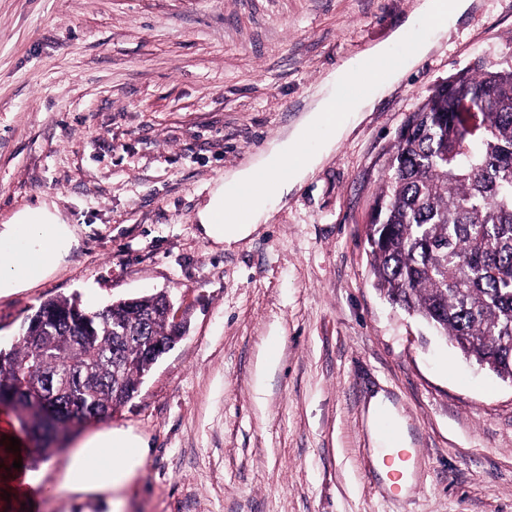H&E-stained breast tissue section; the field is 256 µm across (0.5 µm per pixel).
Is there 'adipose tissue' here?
I'll list each match as a JSON object with an SVG mask.
<instances>
[{"instance_id":"1","label":"adipose tissue","mask_w":512,"mask_h":512,"mask_svg":"<svg viewBox=\"0 0 512 512\" xmlns=\"http://www.w3.org/2000/svg\"><path fill=\"white\" fill-rule=\"evenodd\" d=\"M472 0H422L414 13L392 33V41L405 39L422 19L448 21L464 16ZM432 49L431 42H414L399 62L388 65L384 75L368 78L367 71L383 62L386 44L372 46L363 59L349 60L329 74L326 93L283 138L270 144L255 161L228 176L212 193L198 220L206 238L232 244L256 230L268 212L270 198L288 196L313 172L320 155L306 152L305 143L317 129L330 125L344 133L346 122H332L335 108L354 114L373 111L390 88L400 82ZM361 85L360 93L337 102L335 92ZM77 238L58 212L41 206L0 226V294L26 288L45 278L76 245ZM148 445L141 437L106 430L74 448L60 486L85 497L111 500L113 490L124 485L143 464ZM18 453L0 448V512H20L42 486L43 473L29 467L14 468Z\"/></svg>"}]
</instances>
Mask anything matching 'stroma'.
I'll list each match as a JSON object with an SVG mask.
<instances>
[{
  "instance_id": "1",
  "label": "stroma",
  "mask_w": 512,
  "mask_h": 512,
  "mask_svg": "<svg viewBox=\"0 0 512 512\" xmlns=\"http://www.w3.org/2000/svg\"><path fill=\"white\" fill-rule=\"evenodd\" d=\"M417 0H0V225L47 204L79 245L0 296V346L45 301L158 291L185 333L135 396L75 441L147 440L112 506L58 490L38 512H512V381L392 304L366 227L407 118L478 62L512 67V0H474L250 236L218 245L211 191L304 115ZM414 448L405 496L369 462V404Z\"/></svg>"
}]
</instances>
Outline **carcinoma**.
I'll use <instances>...</instances> for the list:
<instances>
[{
    "mask_svg": "<svg viewBox=\"0 0 512 512\" xmlns=\"http://www.w3.org/2000/svg\"><path fill=\"white\" fill-rule=\"evenodd\" d=\"M388 299L512 380V68L463 69L408 119L367 232ZM178 339L163 292L87 310L44 302L0 347V406L47 460L124 406Z\"/></svg>",
    "mask_w": 512,
    "mask_h": 512,
    "instance_id": "cac0c4a2",
    "label": "carcinoma"
}]
</instances>
